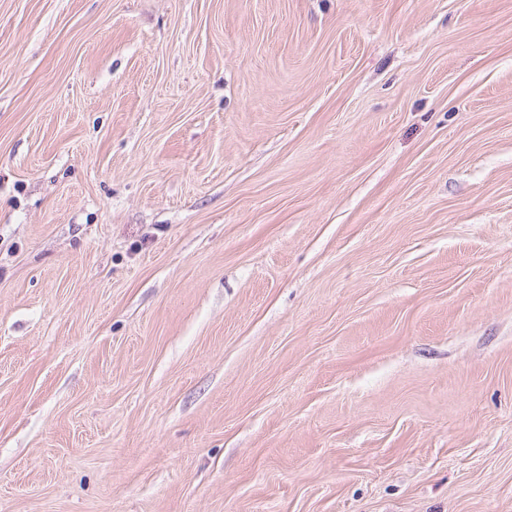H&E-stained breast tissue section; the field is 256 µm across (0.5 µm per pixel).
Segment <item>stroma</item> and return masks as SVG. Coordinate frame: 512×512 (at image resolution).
Segmentation results:
<instances>
[{"label": "stroma", "instance_id": "obj_1", "mask_svg": "<svg viewBox=\"0 0 512 512\" xmlns=\"http://www.w3.org/2000/svg\"><path fill=\"white\" fill-rule=\"evenodd\" d=\"M0 512H512V0H0Z\"/></svg>", "mask_w": 512, "mask_h": 512}]
</instances>
